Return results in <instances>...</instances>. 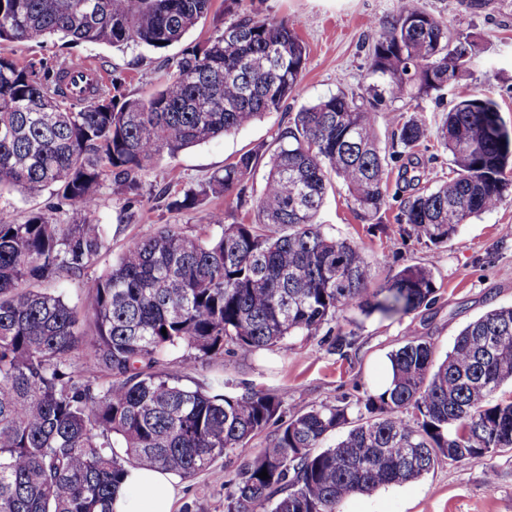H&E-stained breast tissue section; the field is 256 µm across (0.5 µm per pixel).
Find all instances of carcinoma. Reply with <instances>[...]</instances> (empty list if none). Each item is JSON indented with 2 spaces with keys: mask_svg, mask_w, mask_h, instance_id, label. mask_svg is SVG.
Masks as SVG:
<instances>
[{
  "mask_svg": "<svg viewBox=\"0 0 512 512\" xmlns=\"http://www.w3.org/2000/svg\"><path fill=\"white\" fill-rule=\"evenodd\" d=\"M212 2L0 0V41L159 49L179 42ZM213 23L206 42L168 61L169 78L146 98L126 94L116 72L88 97L53 77L79 57L21 66L0 56V187L52 197L23 221L0 217V512H111L127 466L191 477L266 431L232 480L225 512H336L352 494L423 477L441 457L484 461L512 450V398L488 404L512 381V306L470 322L439 363L430 339L405 337L389 354L382 392L314 402L286 421L272 393L226 394L219 377L192 389L162 369L181 350L187 371L205 356L313 337L353 307L392 318L435 303L432 272L419 264L370 289L362 248L317 221L334 178L364 214L385 206L389 160L376 105L439 98L449 59L455 83L475 66L473 55H455L468 37L424 10L399 7L386 22L363 92L321 98L281 130L255 222L227 224L213 209L206 237L164 224L131 240L108 273L89 276L112 232L93 222L103 180L138 204L141 173L162 155L279 110L299 86L307 50L297 21L250 12ZM427 135L414 113L394 132L406 149ZM436 136L456 176L410 195L401 211V223L433 246L512 196V130L493 99L452 101ZM261 156L243 154L198 188L167 194V209L190 212L231 194L246 204ZM60 211L68 223L53 221ZM61 280L82 284V310L54 291ZM329 350L350 357L356 334L337 333ZM79 353L90 358L86 374ZM264 469L267 479L258 477Z\"/></svg>",
  "mask_w": 512,
  "mask_h": 512,
  "instance_id": "1",
  "label": "carcinoma"
}]
</instances>
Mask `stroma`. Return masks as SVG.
I'll return each instance as SVG.
<instances>
[{"label": "stroma", "instance_id": "obj_1", "mask_svg": "<svg viewBox=\"0 0 512 512\" xmlns=\"http://www.w3.org/2000/svg\"><path fill=\"white\" fill-rule=\"evenodd\" d=\"M431 13L455 32L467 35L475 57L473 76L449 88L443 99L419 101L418 109L429 134L411 152L421 185L433 186L452 175L451 156L437 141L435 131L457 92L477 91L491 97L512 126V0H482L471 9L467 0H238L237 12H261L298 20V33L307 47V64L301 84L283 109L254 120L239 130L185 149L176 156H161L142 176L141 204L129 207L126 197L111 181L98 190L96 217L112 227V239L92 267V275L107 271L127 242L151 234L162 224H176L189 234L206 221V210L175 212L156 200L164 187L186 191L221 173L225 163L257 149L273 152L278 134L304 106L331 94L358 91L369 67V52L381 27L398 5ZM212 19L201 20L179 43L153 50L123 51L106 45H67L50 38L42 42H2L0 55L19 63L53 62L80 56L103 75L122 72L130 96L145 97L168 78L167 58L206 39ZM399 119L393 103L379 106L376 134L380 149L395 154L391 162L387 203L374 216L355 209L343 186L330 190L318 215L326 233L358 243L372 268L374 282L390 270L410 264L429 266L434 275L436 302L430 310L383 319L351 309L328 325L330 332L352 330L359 351L342 359L329 352L323 337L302 336L286 340L283 349L237 350L199 363L187 371L185 384H206L223 376L224 389L233 393L250 385L278 395L282 415L290 417L311 402L335 403L363 393L381 392L391 376L389 353L406 335L426 336L438 358H445L459 331L470 321L497 306H512V201L460 225L455 237L439 246H428L415 236L398 232L397 218L405 193L398 188L396 171L403 164L392 141ZM268 168L258 162L247 187L248 204L235 199L210 200L223 209L227 222L255 219L254 199L264 187ZM266 435L256 436L247 449L228 450L203 471L180 479L175 512H224L230 482L255 452L265 446ZM337 512H512V452L482 463L440 458L422 478L392 485L370 494L345 499Z\"/></svg>", "mask_w": 512, "mask_h": 512}]
</instances>
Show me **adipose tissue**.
I'll use <instances>...</instances> for the list:
<instances>
[{"label": "adipose tissue", "instance_id": "ef3b65f1", "mask_svg": "<svg viewBox=\"0 0 512 512\" xmlns=\"http://www.w3.org/2000/svg\"><path fill=\"white\" fill-rule=\"evenodd\" d=\"M177 477L174 473L146 466L128 468L115 493L113 512H174Z\"/></svg>", "mask_w": 512, "mask_h": 512}]
</instances>
